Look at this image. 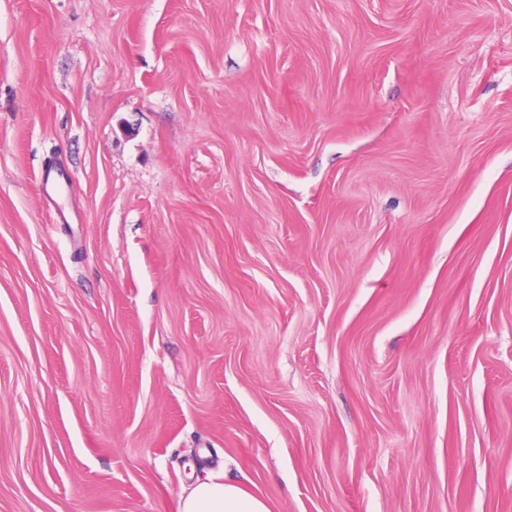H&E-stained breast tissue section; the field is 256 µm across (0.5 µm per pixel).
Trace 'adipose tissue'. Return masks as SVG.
<instances>
[{
  "label": "adipose tissue",
  "instance_id": "obj_1",
  "mask_svg": "<svg viewBox=\"0 0 512 512\" xmlns=\"http://www.w3.org/2000/svg\"><path fill=\"white\" fill-rule=\"evenodd\" d=\"M179 512H271L266 501L241 487L210 476L182 497Z\"/></svg>",
  "mask_w": 512,
  "mask_h": 512
}]
</instances>
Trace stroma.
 Wrapping results in <instances>:
<instances>
[{
    "instance_id": "35a3bbf8",
    "label": "stroma",
    "mask_w": 512,
    "mask_h": 512,
    "mask_svg": "<svg viewBox=\"0 0 512 512\" xmlns=\"http://www.w3.org/2000/svg\"><path fill=\"white\" fill-rule=\"evenodd\" d=\"M512 512V0H0V512ZM178 512H271V509L262 497L210 476L182 497Z\"/></svg>"
}]
</instances>
